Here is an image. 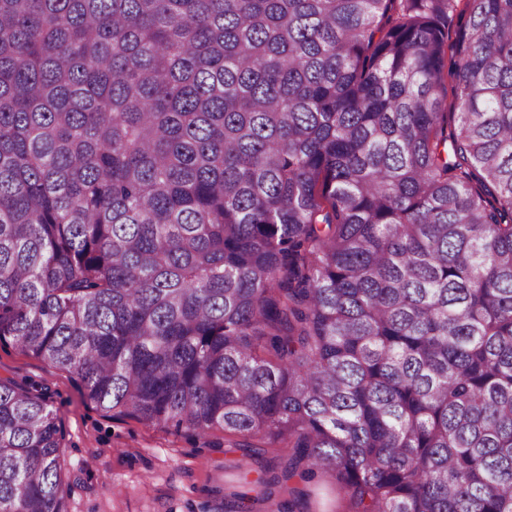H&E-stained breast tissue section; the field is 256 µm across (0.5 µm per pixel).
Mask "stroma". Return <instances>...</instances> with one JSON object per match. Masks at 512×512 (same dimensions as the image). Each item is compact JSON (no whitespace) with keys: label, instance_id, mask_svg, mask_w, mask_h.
<instances>
[{"label":"stroma","instance_id":"1","mask_svg":"<svg viewBox=\"0 0 512 512\" xmlns=\"http://www.w3.org/2000/svg\"><path fill=\"white\" fill-rule=\"evenodd\" d=\"M0 379L46 391L63 426L69 512H230L233 495L254 498L257 512H354L338 482L294 477L261 499L257 480L273 454L262 459L224 451L222 433L194 437L103 416L87 402L72 375L0 343Z\"/></svg>","mask_w":512,"mask_h":512}]
</instances>
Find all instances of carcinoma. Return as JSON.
Instances as JSON below:
<instances>
[{"label": "carcinoma", "instance_id": "carcinoma-1", "mask_svg": "<svg viewBox=\"0 0 512 512\" xmlns=\"http://www.w3.org/2000/svg\"><path fill=\"white\" fill-rule=\"evenodd\" d=\"M5 339L356 512H512V0H0ZM64 466L0 380V512Z\"/></svg>", "mask_w": 512, "mask_h": 512}]
</instances>
